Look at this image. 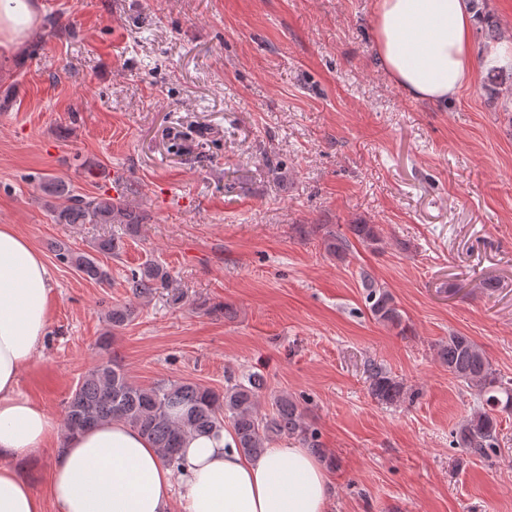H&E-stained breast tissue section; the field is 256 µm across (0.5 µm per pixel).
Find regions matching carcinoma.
<instances>
[{
	"instance_id": "cac0c4a2",
	"label": "carcinoma",
	"mask_w": 512,
	"mask_h": 512,
	"mask_svg": "<svg viewBox=\"0 0 512 512\" xmlns=\"http://www.w3.org/2000/svg\"><path fill=\"white\" fill-rule=\"evenodd\" d=\"M42 191L46 197L59 200L52 206L59 224H124L136 231L142 216L127 203L126 194L86 196L62 180H48ZM349 230L360 242L374 246L380 236L376 224H351ZM326 251L343 258L349 251V240L343 234L328 232ZM58 259L82 276L97 282L108 279V271L92 255L78 252L65 244L56 246ZM169 272L155 263H146L128 280V288L139 298L169 284ZM360 279L371 317L380 324L401 327L404 316L393 295L375 284L372 275L363 270ZM440 364L459 382L477 392L481 407L464 419L452 432L457 448L483 457L500 454L497 413L512 410V379L493 370L480 346L470 337L454 332L438 345ZM372 395L383 403H396L404 394V386L382 366L369 365ZM266 388L260 374L224 387V394L194 382L171 381L154 387L134 384L115 361H106L90 371L73 390L67 402L64 425L75 433L100 422L121 420L137 429L157 448L163 461L181 469V448L185 439L224 428L229 423L235 448L248 457L260 455L270 444L283 437L302 441L313 452L323 453L317 432L304 421L300 402L284 392L270 399L271 408L259 410V398Z\"/></svg>"
}]
</instances>
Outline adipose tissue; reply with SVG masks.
<instances>
[{"label": "adipose tissue", "instance_id": "adipose-tissue-1", "mask_svg": "<svg viewBox=\"0 0 512 512\" xmlns=\"http://www.w3.org/2000/svg\"><path fill=\"white\" fill-rule=\"evenodd\" d=\"M38 22V0H0V56L21 58ZM473 23L467 0H378V55L408 96L446 102L472 79ZM51 292L41 254L1 225L0 512H44L16 461L52 439L48 492L56 512H173L177 504L183 512H328V470L294 443L247 457L231 429L191 436L176 473L124 422L61 432L47 410L18 389L46 335Z\"/></svg>", "mask_w": 512, "mask_h": 512}]
</instances>
